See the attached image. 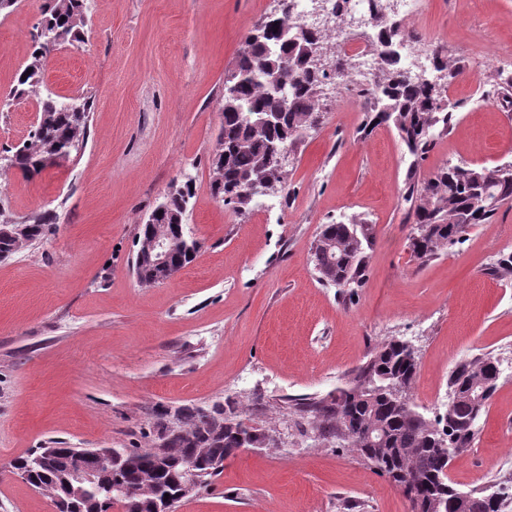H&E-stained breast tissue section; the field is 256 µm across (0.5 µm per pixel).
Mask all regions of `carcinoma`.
Here are the masks:
<instances>
[{"label": "carcinoma", "mask_w": 512, "mask_h": 512, "mask_svg": "<svg viewBox=\"0 0 512 512\" xmlns=\"http://www.w3.org/2000/svg\"><path fill=\"white\" fill-rule=\"evenodd\" d=\"M87 0H50L41 26L59 30L63 40L79 39L85 24ZM280 9L259 19L246 35L235 68L224 78V189L219 195L235 198L238 208L249 202L239 194L240 183L281 178L268 159V144L278 138V127L253 125L255 112L288 113V142L294 143L310 128L311 113L318 111L321 92L326 86L325 74L301 56V44L314 40L331 45L330 29L301 33L298 42L284 36L302 27L294 13V0H279ZM384 0H368V13L382 29L380 39L372 40L377 72L372 81L360 83L363 109L373 113L370 123H391L407 147L414 162L424 158L435 134L450 128L455 105L448 96L450 82L462 74L434 52L439 59V82L430 84L414 79L412 68L401 63L398 44L415 39L396 21L383 14ZM58 43L34 39V52L27 69L16 78L13 96L23 98L43 79L47 56ZM298 59L302 67L288 68V58ZM282 72L290 93L285 100L270 96L266 75L271 70ZM494 85L500 105L512 111V75H498ZM82 114L75 115L64 102L47 96L39 103L43 124L36 126L30 142L16 148L14 167L24 173H39L47 165L65 160L85 141L90 114V101L81 104ZM406 200L412 205L414 224L418 229L409 236L413 257L426 263L448 249L473 224L488 222L504 204L512 201V163L495 167L446 164L431 176L420 179L410 174ZM52 217L46 213L21 225L26 232L18 239L0 236V250L18 253L21 248L42 239ZM372 236L364 224L336 222L321 228L311 249V260L319 280L338 288L341 293L358 287L366 261V248ZM198 247L190 237L177 245L171 266L177 273L189 264ZM418 355L408 342L393 338L384 342L353 373L349 384L320 399L298 404L294 425L304 433L312 428L325 440L340 439L347 447L373 467L375 472L397 473L415 487L409 498L411 512H448V501L461 489L442 477V454L438 442L448 443L463 453L478 434V422L484 410L477 409V397L488 402L496 388L489 387V375L500 373V360L487 353L455 367L448 378L450 399L442 414L431 419L419 412L410 397L418 373ZM167 411L154 414L146 438L149 446L132 448V468L119 473L121 482L132 492L136 504L153 502L155 496H174L180 479V463L205 453L199 467L203 489L213 486L217 472L209 471L208 460L222 458L231 448L239 447L246 431L240 420L226 415L221 403L211 407V415L196 406L180 408L176 419L178 433L170 432ZM379 430L383 442L378 450L365 442L368 430ZM167 448L168 462L156 460L158 443ZM50 498L69 493L63 476L30 483ZM107 490L101 485L89 488L73 498L70 512H106L102 503ZM480 507L476 512H505L503 492L495 486L467 491Z\"/></svg>", "instance_id": "cac0c4a2"}]
</instances>
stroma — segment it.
Here are the masks:
<instances>
[{
  "mask_svg": "<svg viewBox=\"0 0 512 512\" xmlns=\"http://www.w3.org/2000/svg\"><path fill=\"white\" fill-rule=\"evenodd\" d=\"M420 2L397 20L463 70L448 133L417 162L393 125L365 130L356 94L324 98L282 184L242 214L211 191L224 76L278 0H88L79 41L58 46L20 100L9 92L48 0L0 12V155L29 139L41 97L91 103L69 159L33 176L0 163V216H53L44 239L0 261V512H53L7 467L32 449L143 448L156 409L226 400L274 440L177 512H410L356 453L293 425L296 403L345 387L393 337L418 351L412 401L429 416L447 405L457 364L502 358L477 452L455 459L451 479L512 489L499 465L512 456V275L495 270L512 254V203L422 265L404 200L409 170L512 162V112L488 97L512 73V0ZM186 180L201 250L169 281L139 285L140 226ZM353 219L373 240L359 287L341 295L319 281L311 247L322 225Z\"/></svg>",
  "mask_w": 512,
  "mask_h": 512,
  "instance_id": "35a3bbf8",
  "label": "stroma"
}]
</instances>
